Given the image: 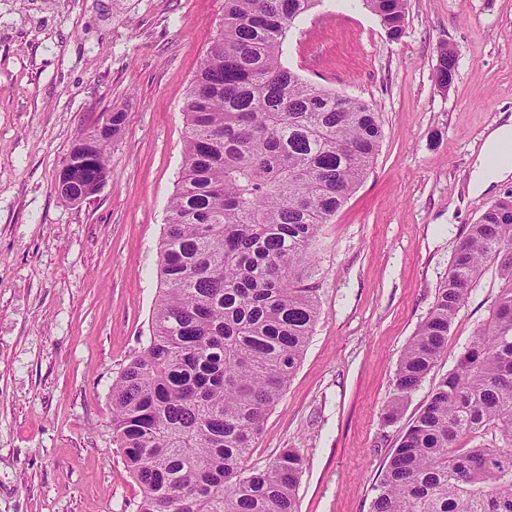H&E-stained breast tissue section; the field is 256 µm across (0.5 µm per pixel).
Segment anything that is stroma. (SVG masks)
<instances>
[{
    "mask_svg": "<svg viewBox=\"0 0 512 512\" xmlns=\"http://www.w3.org/2000/svg\"><path fill=\"white\" fill-rule=\"evenodd\" d=\"M223 21L224 0H0V512H136L110 393L149 334L182 106ZM444 44L458 55L448 92L434 80ZM283 61L377 103L384 137L322 229L318 321L251 461L298 449V512H371L402 430L381 419L400 354L469 225L512 190V178L468 188L486 127L512 116V0H406L396 40L361 0H320L289 29ZM111 111L125 123L105 184L64 202L72 144ZM497 290L486 271L403 421Z\"/></svg>",
    "mask_w": 512,
    "mask_h": 512,
    "instance_id": "35a3bbf8",
    "label": "stroma"
}]
</instances>
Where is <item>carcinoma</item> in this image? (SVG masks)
<instances>
[{
	"mask_svg": "<svg viewBox=\"0 0 512 512\" xmlns=\"http://www.w3.org/2000/svg\"><path fill=\"white\" fill-rule=\"evenodd\" d=\"M316 3L224 0L223 27L185 99L149 336L111 391L112 438L139 486L137 512H298L299 450L284 448L262 468L248 460L318 320L308 280L321 227L383 138L374 104L283 62L287 31ZM363 5L380 22L405 18V0ZM435 76L455 83L451 47L440 48ZM123 124L114 112L112 136L76 141L73 169L57 183L62 199L98 191ZM490 264L500 287L487 320L404 427L371 512H512V193L455 251L400 356L383 419L401 418Z\"/></svg>",
	"mask_w": 512,
	"mask_h": 512,
	"instance_id": "obj_1",
	"label": "carcinoma"
}]
</instances>
